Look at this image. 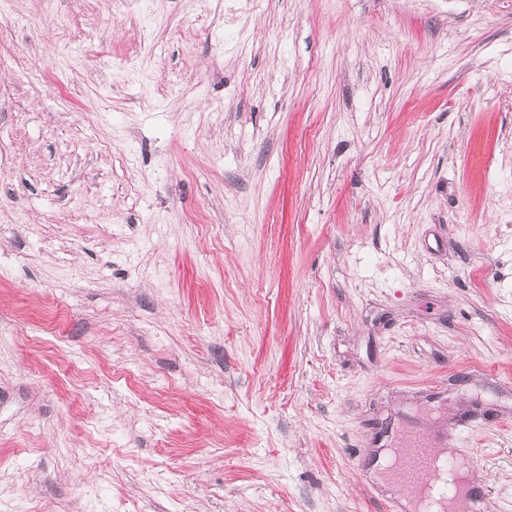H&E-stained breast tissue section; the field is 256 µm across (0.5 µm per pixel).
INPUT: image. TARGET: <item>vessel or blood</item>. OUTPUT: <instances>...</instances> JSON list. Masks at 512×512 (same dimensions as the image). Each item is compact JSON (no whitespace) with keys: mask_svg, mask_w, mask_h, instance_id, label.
Masks as SVG:
<instances>
[{"mask_svg":"<svg viewBox=\"0 0 512 512\" xmlns=\"http://www.w3.org/2000/svg\"><path fill=\"white\" fill-rule=\"evenodd\" d=\"M402 467L403 481L397 489L398 497L432 495L441 504L456 497V485L446 478L454 468L451 460L436 458L427 449L415 444L407 449Z\"/></svg>","mask_w":512,"mask_h":512,"instance_id":"1","label":"vessel or blood"}]
</instances>
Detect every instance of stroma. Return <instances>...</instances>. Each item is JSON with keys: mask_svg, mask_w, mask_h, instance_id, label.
Instances as JSON below:
<instances>
[{"mask_svg": "<svg viewBox=\"0 0 512 512\" xmlns=\"http://www.w3.org/2000/svg\"><path fill=\"white\" fill-rule=\"evenodd\" d=\"M512 512V0H0V512ZM403 481L397 489V496L403 499L407 496L425 495L426 503L429 497L435 495L438 503L422 507L426 511L446 510L441 507L456 497V485L441 479L442 474L453 471L454 463L449 459H435L427 448H422L415 442L411 448H407L403 458Z\"/></svg>", "mask_w": 512, "mask_h": 512, "instance_id": "stroma-1", "label": "stroma"}]
</instances>
